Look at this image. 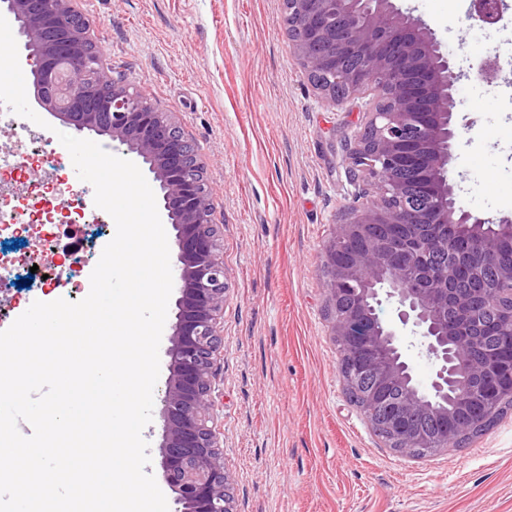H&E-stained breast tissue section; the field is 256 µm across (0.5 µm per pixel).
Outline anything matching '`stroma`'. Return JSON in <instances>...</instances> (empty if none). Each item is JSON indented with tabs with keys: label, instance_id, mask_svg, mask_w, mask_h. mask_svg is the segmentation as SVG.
<instances>
[{
	"label": "stroma",
	"instance_id": "35a3bbf8",
	"mask_svg": "<svg viewBox=\"0 0 512 512\" xmlns=\"http://www.w3.org/2000/svg\"><path fill=\"white\" fill-rule=\"evenodd\" d=\"M395 3L434 30L461 75L449 164L461 204L512 213V0L491 26L472 0ZM72 5L102 66L173 113L204 165L226 277L214 424L234 512H512V410L468 447L407 457L343 390L322 253L353 202L344 139L367 98H321L293 55L283 0ZM489 53L501 71L485 82L473 66ZM14 256L6 322L40 299L54 264L32 240Z\"/></svg>",
	"mask_w": 512,
	"mask_h": 512
}]
</instances>
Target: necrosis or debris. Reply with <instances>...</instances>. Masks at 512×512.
<instances>
[{
    "label": "necrosis or debris",
    "mask_w": 512,
    "mask_h": 512,
    "mask_svg": "<svg viewBox=\"0 0 512 512\" xmlns=\"http://www.w3.org/2000/svg\"><path fill=\"white\" fill-rule=\"evenodd\" d=\"M50 144L44 138L14 161L0 160V244L29 237L37 240L65 275L61 282L47 279V291L63 286L69 297H84L90 289V273L75 267L72 255L60 250L58 242L68 228L94 219V191L74 185L70 170L50 151ZM38 168L45 170L44 179H31V171Z\"/></svg>",
    "instance_id": "necrosis-or-debris-1"
}]
</instances>
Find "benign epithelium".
<instances>
[{"mask_svg": "<svg viewBox=\"0 0 512 512\" xmlns=\"http://www.w3.org/2000/svg\"><path fill=\"white\" fill-rule=\"evenodd\" d=\"M284 22L296 59L322 96L339 106L370 93L373 102L363 129L349 144L348 173L358 184V204L343 211L323 250L330 271L331 303L336 284L359 285L361 314L333 320L332 336L360 340L380 353L370 364L342 366L345 385L369 381L367 402L380 403L389 384L407 389L393 407L388 431L400 440L398 418L418 415L442 424L436 437L448 447L449 410L467 411L468 379L489 362L471 357L472 320L490 296L508 298L503 321L512 329V262L498 259L496 242L512 239V217H485L457 204L449 164L457 139V74L433 30L403 13L393 0H283ZM486 25L500 18V0H472ZM71 0H0V15L13 20L30 65L37 102L79 132L109 133L126 153L147 165L161 189V212L176 231V321L172 326L169 375L161 415V467L174 491L173 512H233L231 479L214 420L213 376L222 337L219 319L226 292L212 203L199 162L172 115L156 111L100 68L89 79V27L69 20ZM498 57L477 60L474 75L497 77ZM390 224H445L448 235L462 230L483 253L491 287L462 292L455 271L463 256H444L440 280L421 267L408 275L393 260L384 235ZM395 304L397 321L376 314ZM422 338L434 369L421 384L404 351L402 331Z\"/></svg>", "mask_w": 512, "mask_h": 512, "instance_id": "benign-epithelium-1", "label": "benign epithelium"}]
</instances>
